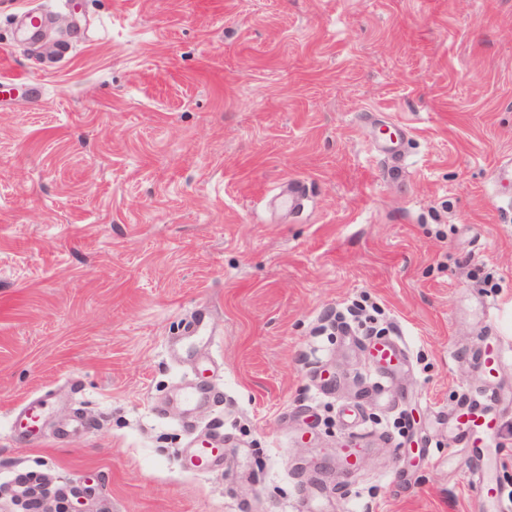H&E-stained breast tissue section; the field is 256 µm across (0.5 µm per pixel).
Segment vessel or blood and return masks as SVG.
Returning a JSON list of instances; mask_svg holds the SVG:
<instances>
[{
	"instance_id": "b4317fda",
	"label": "vessel or blood",
	"mask_w": 512,
	"mask_h": 512,
	"mask_svg": "<svg viewBox=\"0 0 512 512\" xmlns=\"http://www.w3.org/2000/svg\"><path fill=\"white\" fill-rule=\"evenodd\" d=\"M308 194L302 182H292L280 196V204L291 212L302 210ZM371 352L376 364L383 369L399 365L404 358L402 345L393 339L374 342ZM454 443L465 444L476 452L477 468L482 477L469 486L470 492L479 499L483 512H501L498 486L489 474L491 459L487 453L490 444L497 440L498 429L495 416L487 408L476 405L472 396H464L454 419ZM224 429L213 426L203 435L192 437L184 450L191 471L208 473L224 465Z\"/></svg>"
}]
</instances>
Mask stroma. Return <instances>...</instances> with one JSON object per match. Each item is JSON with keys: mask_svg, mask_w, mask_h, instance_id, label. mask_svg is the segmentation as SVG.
<instances>
[{"mask_svg": "<svg viewBox=\"0 0 512 512\" xmlns=\"http://www.w3.org/2000/svg\"><path fill=\"white\" fill-rule=\"evenodd\" d=\"M2 75L0 512H481L466 393L512 502V0H0ZM364 295L376 321L329 319ZM198 378L224 396L195 412L224 426L206 474L173 403ZM308 194L302 182L294 181L280 195V204L289 212L303 210ZM372 356L382 369H390L399 365L404 358V348L393 339H383L371 345ZM478 399L464 394L455 416V433L452 445L464 443L476 452L477 469L483 473L478 482L470 484L469 490L479 499L484 512L502 511L498 486L489 475L491 459L486 451L497 440L498 429L495 416L486 407L476 405Z\"/></svg>", "mask_w": 512, "mask_h": 512, "instance_id": "1", "label": "stroma"}]
</instances>
